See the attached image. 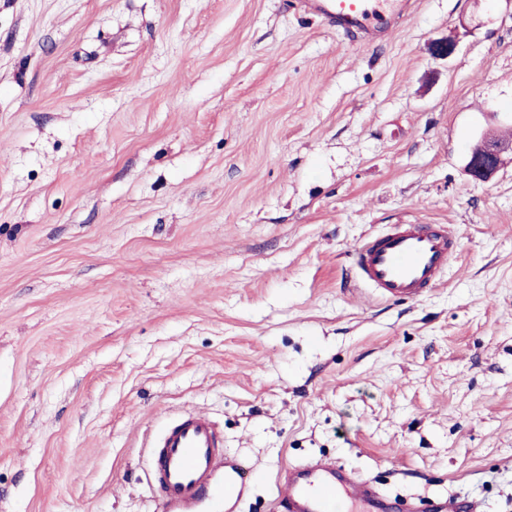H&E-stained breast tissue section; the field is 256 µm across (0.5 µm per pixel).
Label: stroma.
Listing matches in <instances>:
<instances>
[{"label": "stroma", "mask_w": 512, "mask_h": 512, "mask_svg": "<svg viewBox=\"0 0 512 512\" xmlns=\"http://www.w3.org/2000/svg\"><path fill=\"white\" fill-rule=\"evenodd\" d=\"M455 52L434 56L436 42ZM512 0H418L378 46L294 0H0V512H159L196 411L260 469L512 512ZM402 220L460 251L412 302L345 288ZM509 160L512 161V143L481 137L470 148L466 173L473 179L487 181Z\"/></svg>", "instance_id": "stroma-1"}]
</instances>
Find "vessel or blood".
I'll use <instances>...</instances> for the list:
<instances>
[{"label":"vessel or blood","instance_id":"b4317fda","mask_svg":"<svg viewBox=\"0 0 512 512\" xmlns=\"http://www.w3.org/2000/svg\"><path fill=\"white\" fill-rule=\"evenodd\" d=\"M298 5L327 27L357 33L371 44L417 8L415 0H298ZM458 244L441 224L392 225L355 248L351 280L385 300L419 298L440 286ZM150 461L161 512H201L215 503L236 512L257 476L251 462L225 454L215 423L198 412L183 413L162 429ZM279 501L285 512H336L340 502L347 512H477L474 502L453 496L423 505L384 498L369 480L334 459L290 466Z\"/></svg>","mask_w":512,"mask_h":512}]
</instances>
